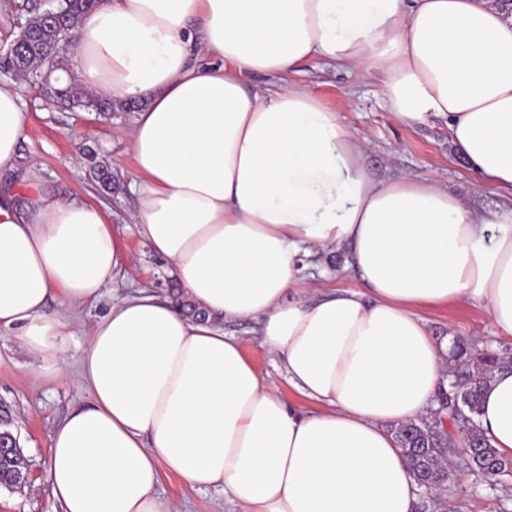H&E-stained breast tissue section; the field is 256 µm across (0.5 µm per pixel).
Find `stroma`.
I'll return each instance as SVG.
<instances>
[{
  "label": "stroma",
  "instance_id": "1",
  "mask_svg": "<svg viewBox=\"0 0 512 512\" xmlns=\"http://www.w3.org/2000/svg\"><path fill=\"white\" fill-rule=\"evenodd\" d=\"M46 7L45 0H0V57L17 35L20 23ZM295 80L310 85L327 106L342 115L364 144L365 161L376 179L385 180L401 171L433 178L468 198L476 208L512 213V200L475 191L474 178L450 146L444 125L407 127L393 121L376 81H361L316 61L305 64ZM13 81L18 84L27 116L26 138L19 150L20 168L41 167L45 176L70 196L106 207L112 215L113 230L137 258L136 265L120 274L116 284L104 289L101 299L76 311L64 354L69 377H59L51 362L30 353L18 337L0 332V408L8 410L10 428L32 473L24 488L0 487V512H52L54 502L44 480L50 435L74 407L91 403L86 388L75 376L85 347L84 329L125 297L141 290L169 297L175 294L176 285L165 263L149 253L133 226L126 223L133 203L129 185L137 177L124 137L132 113L70 111L43 97L30 82L15 81L11 72L0 67V83ZM90 150L99 161L111 166L110 190L101 189L91 178L83 158ZM422 316L440 342H447L453 332L477 339L480 348L512 357V339L499 336L489 315L479 306L461 302L423 311ZM224 332L240 341L260 374L287 400H297L282 360L259 345V321L228 320ZM157 494L163 500H178L182 512L230 509L219 489L192 487L168 471L161 474ZM415 512H512V479L492 487L469 469H456L445 488L431 492L417 489Z\"/></svg>",
  "mask_w": 512,
  "mask_h": 512
}]
</instances>
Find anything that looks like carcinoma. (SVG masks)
Segmentation results:
<instances>
[{"label": "carcinoma", "instance_id": "cac0c4a2", "mask_svg": "<svg viewBox=\"0 0 512 512\" xmlns=\"http://www.w3.org/2000/svg\"><path fill=\"white\" fill-rule=\"evenodd\" d=\"M98 5V0H70L65 14L57 25L43 30L39 42L25 54L13 58L12 69L18 74L42 71L51 76L48 95L57 90H68L79 95L85 109L95 112H130L136 103L120 106L110 100L93 97L80 84L63 81L53 73L58 70V58L73 42L74 22L78 15ZM455 384L450 393L451 418L461 436L460 464L489 481L502 480L512 475V458L503 456L493 448L481 433L477 418L480 412L484 385L493 373L508 365V361L489 353H479L474 343L458 339L453 346ZM440 421L401 425L395 433L400 448L410 465L423 474L430 483L443 487L451 480L446 433L439 429Z\"/></svg>", "mask_w": 512, "mask_h": 512}]
</instances>
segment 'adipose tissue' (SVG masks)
<instances>
[{
	"label": "adipose tissue",
	"instance_id": "obj_1",
	"mask_svg": "<svg viewBox=\"0 0 512 512\" xmlns=\"http://www.w3.org/2000/svg\"><path fill=\"white\" fill-rule=\"evenodd\" d=\"M73 32L81 83L141 103L130 218L181 299L142 293L92 324L78 369L91 403L50 436L60 512H180L156 494L165 469L242 512H415L395 430L448 387V348L419 312L466 300L512 338V225L437 181L376 179L291 76L319 60L377 80L396 122L442 123L478 187L512 196V14L495 0H100ZM253 75L277 83L252 89ZM25 130L0 85V332L54 360L74 312L135 257L104 207L37 169L18 195ZM336 246L360 288L306 279ZM227 320L260 322L299 402ZM478 424L512 456V370L489 379Z\"/></svg>",
	"mask_w": 512,
	"mask_h": 512
}]
</instances>
